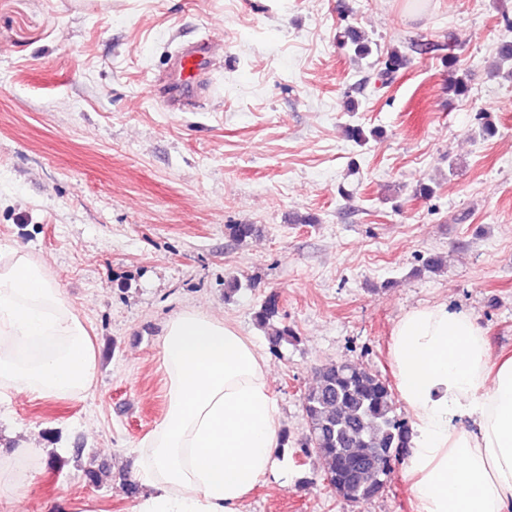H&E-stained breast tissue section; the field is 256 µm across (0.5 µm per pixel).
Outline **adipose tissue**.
Here are the masks:
<instances>
[{
    "mask_svg": "<svg viewBox=\"0 0 512 512\" xmlns=\"http://www.w3.org/2000/svg\"><path fill=\"white\" fill-rule=\"evenodd\" d=\"M159 346L168 411L139 451L137 512H243L281 470L262 353L195 311L171 318ZM388 351L411 419L418 512H512V355L491 357L472 314L445 303L407 312Z\"/></svg>",
    "mask_w": 512,
    "mask_h": 512,
    "instance_id": "1",
    "label": "adipose tissue"
}]
</instances>
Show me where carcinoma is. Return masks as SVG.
<instances>
[{
	"label": "carcinoma",
	"instance_id": "obj_1",
	"mask_svg": "<svg viewBox=\"0 0 512 512\" xmlns=\"http://www.w3.org/2000/svg\"><path fill=\"white\" fill-rule=\"evenodd\" d=\"M340 45L354 56L366 58L371 46L362 32L346 27L339 35ZM408 58L394 49L387 52L378 73L381 85L392 82L405 68ZM508 67L512 77V42L497 49L495 68ZM448 91L457 97L469 94L467 74L448 58ZM279 300L268 295L253 313L264 327L278 314ZM308 433L295 442L299 454L316 455L323 464V479L336 495L346 501L371 499L385 492L391 463L409 447L408 422L395 415V394L380 375L356 362L324 364L317 370L315 384L301 401Z\"/></svg>",
	"mask_w": 512,
	"mask_h": 512
}]
</instances>
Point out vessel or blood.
Here are the masks:
<instances>
[{"mask_svg": "<svg viewBox=\"0 0 512 512\" xmlns=\"http://www.w3.org/2000/svg\"><path fill=\"white\" fill-rule=\"evenodd\" d=\"M223 54V40L216 36L178 44L172 53L168 72L155 86L156 91L172 109H195L213 92L212 73Z\"/></svg>", "mask_w": 512, "mask_h": 512, "instance_id": "1", "label": "vessel or blood"}]
</instances>
